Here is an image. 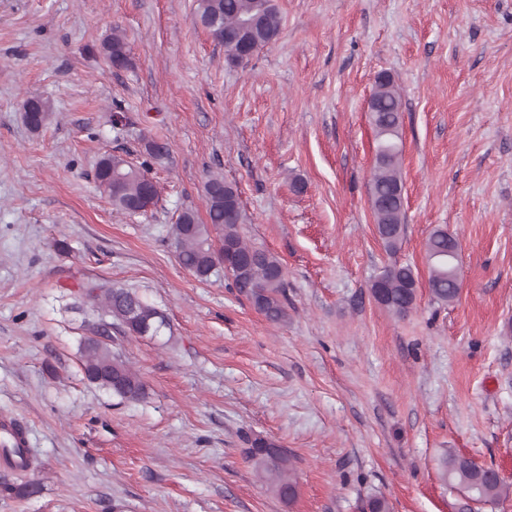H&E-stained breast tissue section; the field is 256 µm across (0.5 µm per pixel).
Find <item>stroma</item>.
I'll use <instances>...</instances> for the list:
<instances>
[{"label":"stroma","mask_w":512,"mask_h":512,"mask_svg":"<svg viewBox=\"0 0 512 512\" xmlns=\"http://www.w3.org/2000/svg\"><path fill=\"white\" fill-rule=\"evenodd\" d=\"M282 27L230 63L193 22L196 0H0V415L35 463L0 472V512H466L440 478L447 451L512 483V0H274ZM121 29L132 65L99 46ZM402 96L405 233L370 206L368 101ZM51 121L24 122L27 96ZM169 156L146 162L142 137ZM147 164L158 198L117 212L100 158ZM238 190L241 231L286 270L284 323L224 273L201 280L168 234L207 221L204 183ZM460 244L463 288L440 305L424 244ZM410 266L403 318L368 293ZM136 290L169 326L107 339L146 385L131 402L89 384L81 288ZM296 461L299 495L270 494L245 450ZM31 480L39 494L20 496ZM53 114L51 102L38 95H31L24 101V120L30 129L37 131L50 121Z\"/></svg>","instance_id":"35a3bbf8"}]
</instances>
